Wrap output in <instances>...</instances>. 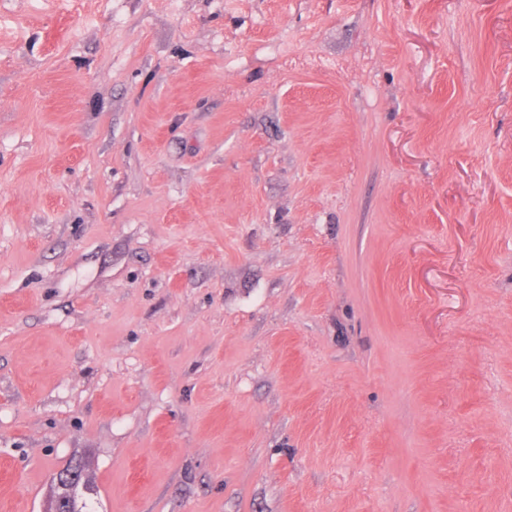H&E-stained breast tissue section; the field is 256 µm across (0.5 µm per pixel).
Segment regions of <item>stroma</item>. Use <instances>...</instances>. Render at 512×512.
<instances>
[{
	"mask_svg": "<svg viewBox=\"0 0 512 512\" xmlns=\"http://www.w3.org/2000/svg\"><path fill=\"white\" fill-rule=\"evenodd\" d=\"M512 512V0H0V512ZM67 466L72 470L82 468L83 470L86 471V474H87V463L83 457L72 458L67 463ZM58 472L56 473V476H53L52 481H51V484H54V486L52 488V493H51L50 500H49V506L47 509L44 510L47 512L55 511V509H53V502H54V499L57 497V495L55 496V492L61 491V494L66 493V492L71 493V492L76 491L79 488L85 491L87 488V479L90 482V484L94 487V484L88 474H87V479H86V476H84V475H82L80 478H78L74 475H70V476H68L67 480L63 481V480L59 479ZM94 511L95 510H93L92 503H91V495H90V496H87L82 501V504H80V502H72L67 498L58 499L55 512H94Z\"/></svg>",
	"mask_w": 512,
	"mask_h": 512,
	"instance_id": "obj_1",
	"label": "stroma"
}]
</instances>
